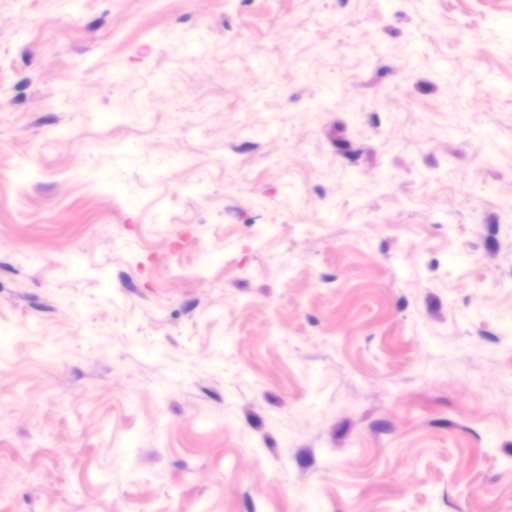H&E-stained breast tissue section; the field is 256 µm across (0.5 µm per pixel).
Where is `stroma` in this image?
I'll return each mask as SVG.
<instances>
[{
	"instance_id": "stroma-1",
	"label": "stroma",
	"mask_w": 512,
	"mask_h": 512,
	"mask_svg": "<svg viewBox=\"0 0 512 512\" xmlns=\"http://www.w3.org/2000/svg\"><path fill=\"white\" fill-rule=\"evenodd\" d=\"M509 335L512 0H0V512H512Z\"/></svg>"
}]
</instances>
